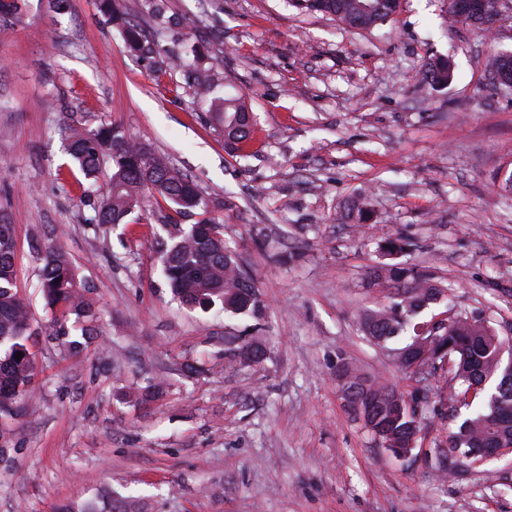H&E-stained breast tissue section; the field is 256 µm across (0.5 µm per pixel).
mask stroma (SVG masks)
Masks as SVG:
<instances>
[{"label": "stroma", "instance_id": "stroma-1", "mask_svg": "<svg viewBox=\"0 0 512 512\" xmlns=\"http://www.w3.org/2000/svg\"><path fill=\"white\" fill-rule=\"evenodd\" d=\"M222 57L254 114L245 154L224 146L208 105L163 54L127 51L97 0H21L0 18V217L15 228L18 290L35 323L50 314L37 252L58 242L90 287L99 331L82 354L40 337L35 394L0 423V512H79L110 495L132 512H512V454L470 464L448 452L455 424L429 396L420 446L396 458L354 421L336 385L346 357L412 392L366 313L392 289L369 279L379 244L451 290L429 315L468 314L512 337V88L485 61L512 51V19L452 23L448 0H401L368 31L289 0H170L199 20L156 34ZM453 68L444 88L424 63ZM115 125L198 185L224 242L253 278L265 317L183 305L155 239L168 206L118 226L90 223L59 134L66 115ZM364 199L366 223L347 219ZM260 341V362L235 357ZM158 394L141 399L147 385Z\"/></svg>", "mask_w": 512, "mask_h": 512}]
</instances>
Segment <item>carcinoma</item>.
Instances as JSON below:
<instances>
[{
  "label": "carcinoma",
  "mask_w": 512,
  "mask_h": 512,
  "mask_svg": "<svg viewBox=\"0 0 512 512\" xmlns=\"http://www.w3.org/2000/svg\"><path fill=\"white\" fill-rule=\"evenodd\" d=\"M400 0H291L302 12H319L336 17L352 29L368 30L396 13ZM448 16L456 23L486 24L496 15L499 0H477L480 12L458 9L448 0ZM101 13L116 27L125 47L134 56L152 59L160 44L143 33L140 25L123 9L119 0H99ZM141 12L158 28L186 26L170 12L167 0H141ZM170 66L183 73L187 85L209 97L210 119L224 128V144L234 148L246 144L252 134V113L240 95L218 96L215 89L223 61L199 54L195 49L169 57ZM423 79L431 86H445L453 79L448 61L437 58L428 64ZM70 154L85 178L99 171L103 156L112 163L109 188L94 208L97 224H125L127 217L152 200L164 201L178 214L203 208V198L194 180L156 154L145 143L134 142L117 127L88 129L74 119L62 127ZM157 243L163 275L172 293L189 307H207L216 301L232 314H262L265 305L250 277L242 272L235 255L224 245V224L202 215L194 224L171 221L161 225ZM42 269L39 288L52 314L49 335L62 341L78 355L96 335V302L77 280L69 258L56 242L40 250ZM373 281L396 287L388 304L367 314L362 332L370 342L385 347L409 336L399 350L414 344L426 323L417 317L439 298L447 297L431 274L400 263H385L373 269ZM458 335L448 339V355L458 388L448 395V406L463 407L466 413L451 434L450 451L459 455L473 446H491L499 439L512 441V414L505 416L501 404H512V377L498 373L496 351L503 338L478 317L455 316L451 321ZM42 327L31 320L18 292V266L13 225L0 219V419L19 415L33 395L35 347ZM23 353L16 359V353ZM265 355L261 344L238 347L243 362H258ZM336 381L349 414L384 448L409 452L414 432H422L419 404L428 395L404 393L392 385L353 368L342 360L336 366Z\"/></svg>",
  "instance_id": "obj_1"
}]
</instances>
